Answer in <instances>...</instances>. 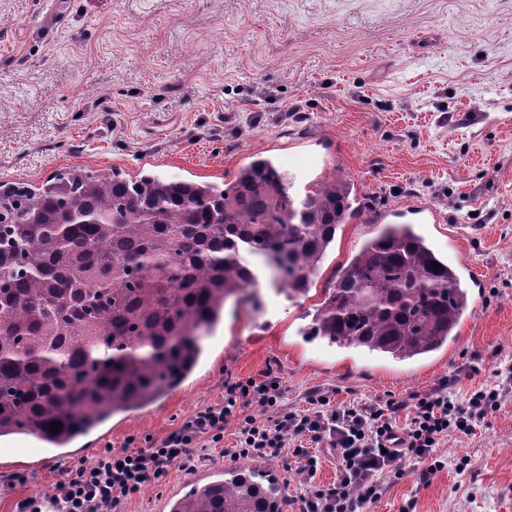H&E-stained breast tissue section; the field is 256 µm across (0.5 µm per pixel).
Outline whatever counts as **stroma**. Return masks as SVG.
Listing matches in <instances>:
<instances>
[{"mask_svg":"<svg viewBox=\"0 0 512 512\" xmlns=\"http://www.w3.org/2000/svg\"><path fill=\"white\" fill-rule=\"evenodd\" d=\"M301 150L346 175L365 214L338 229L315 287L378 232L370 215L430 204L441 221L420 232L472 268L457 339L414 362L309 340L300 330L314 298L291 302L261 278V308L226 305L203 360L169 394L113 418L68 459L0 454L1 476L27 478L0 488V512L51 498L65 469L105 447L165 436L222 403L233 379L274 370L281 411L298 412L316 390L365 403L445 379L463 398L512 369V0H0V180L77 164L229 183L254 154L281 162ZM317 453L308 484L296 457L274 460L288 474L286 512L335 482V457ZM436 454L445 467L428 485L405 461L364 512H512V393ZM227 464L216 448L193 469L173 463L125 512H159Z\"/></svg>","mask_w":512,"mask_h":512,"instance_id":"35a3bbf8","label":"stroma"}]
</instances>
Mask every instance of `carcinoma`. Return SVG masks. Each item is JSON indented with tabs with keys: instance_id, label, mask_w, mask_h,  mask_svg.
I'll return each mask as SVG.
<instances>
[{
	"instance_id": "obj_1",
	"label": "carcinoma",
	"mask_w": 512,
	"mask_h": 512,
	"mask_svg": "<svg viewBox=\"0 0 512 512\" xmlns=\"http://www.w3.org/2000/svg\"><path fill=\"white\" fill-rule=\"evenodd\" d=\"M356 203L340 175L297 197L261 157L228 184L79 166L0 181V439L63 448L177 388L228 301L260 309L256 260L288 299L320 295L308 336L399 362L448 346L469 291L413 224L382 225L312 289ZM215 476L170 512H284L266 461Z\"/></svg>"
}]
</instances>
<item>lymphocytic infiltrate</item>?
<instances>
[{
    "instance_id": "1",
    "label": "lymphocytic infiltrate",
    "mask_w": 512,
    "mask_h": 512,
    "mask_svg": "<svg viewBox=\"0 0 512 512\" xmlns=\"http://www.w3.org/2000/svg\"><path fill=\"white\" fill-rule=\"evenodd\" d=\"M274 373L263 379H237L224 387L222 404L197 412L178 429L133 451L104 449L89 464L66 469L51 500L31 495L20 499L17 512H123L125 501L143 487L166 476L173 462L195 466L196 445L223 442L224 426L240 408L255 405L277 411L273 420L245 418L236 442L224 454L239 458H279L285 449L303 457L304 480H311L318 459L308 443H325L336 458L335 483L304 497L302 512H362L375 501L385 478L403 473L405 460H413L419 482L426 483L445 466L435 450L449 435L473 434L476 419L496 408L512 390L502 380L475 389L466 403H459L451 381L435 390L407 399H379L372 403L332 406L331 396L316 393L301 413H279L281 389ZM405 425H398L400 414Z\"/></svg>"
}]
</instances>
